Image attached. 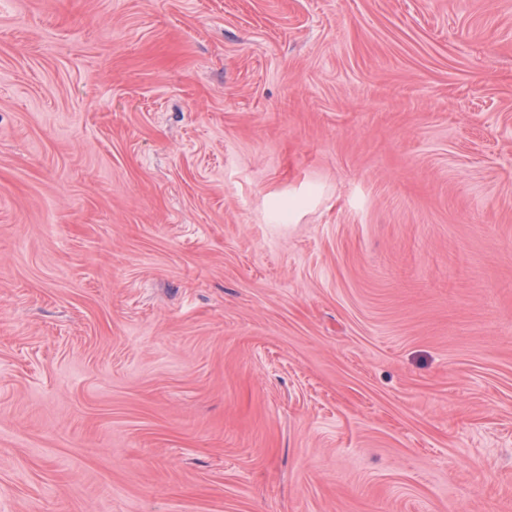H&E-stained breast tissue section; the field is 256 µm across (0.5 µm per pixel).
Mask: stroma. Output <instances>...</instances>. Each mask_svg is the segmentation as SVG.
<instances>
[{
    "label": "stroma",
    "instance_id": "stroma-1",
    "mask_svg": "<svg viewBox=\"0 0 512 512\" xmlns=\"http://www.w3.org/2000/svg\"><path fill=\"white\" fill-rule=\"evenodd\" d=\"M0 512H512V0H0Z\"/></svg>",
    "mask_w": 512,
    "mask_h": 512
}]
</instances>
